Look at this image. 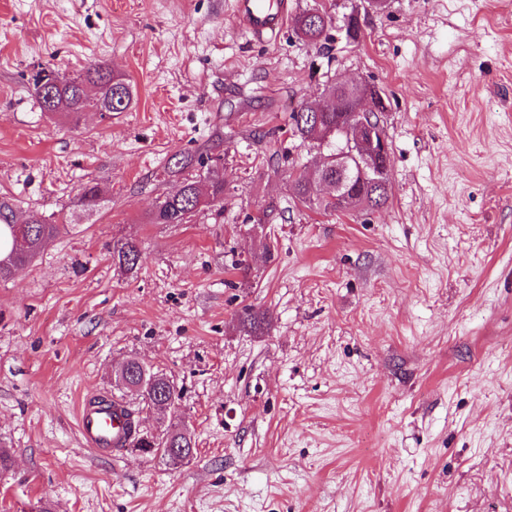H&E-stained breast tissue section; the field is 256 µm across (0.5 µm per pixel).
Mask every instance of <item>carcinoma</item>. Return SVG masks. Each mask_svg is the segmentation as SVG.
Instances as JSON below:
<instances>
[{"label": "carcinoma", "instance_id": "obj_1", "mask_svg": "<svg viewBox=\"0 0 512 512\" xmlns=\"http://www.w3.org/2000/svg\"><path fill=\"white\" fill-rule=\"evenodd\" d=\"M330 16L323 10L311 8L295 15L292 19L293 29L297 37L309 44H318L326 37ZM34 96L44 112H54L61 109L73 118L87 109L98 112H123L128 109L132 101V85L130 82L114 77L111 71L102 64H94L87 68L85 73L78 76L66 77L52 70L41 68L31 76ZM328 97L337 101L340 111L322 112L319 119L310 122L302 119L300 111L291 113L292 136L313 147L321 145L322 139L336 126L346 121V109L350 105L349 97L352 91L345 81H338L325 89ZM336 161H330L322 170L301 169L292 174L291 189L295 198L301 203L311 202V185L315 178L335 179ZM100 191L97 186L87 183L81 186L77 194V206L84 210L96 209ZM389 198V189L372 182H367L366 188L349 201L336 202L329 199L317 201V206L328 210H355L381 207ZM224 204V180L213 179L207 188L203 189L194 181L187 179L181 188L173 195L166 197L156 207L151 215L152 224H185L189 216L201 206H214ZM29 246L24 250L17 242H12L10 250L5 253L6 261H0V279L11 276L12 272L20 266L31 262L37 255L38 246L54 237L60 225L49 221L46 217L33 213L28 217ZM141 252L135 240L121 238L112 241V262L126 271L136 269ZM267 321V314L255 312L250 308L243 309L239 315L240 325L251 332L262 329ZM141 367L132 366L127 375L131 384L136 386L132 395L138 400V406L143 410L155 411L159 414L168 413L169 406L164 400L177 403L181 399L180 391L170 377L158 371L146 372L145 379L137 378ZM177 438L180 448L194 447L193 439L186 438L176 431V425L170 424L161 431L154 441L151 453L168 447L170 437Z\"/></svg>", "mask_w": 512, "mask_h": 512}]
</instances>
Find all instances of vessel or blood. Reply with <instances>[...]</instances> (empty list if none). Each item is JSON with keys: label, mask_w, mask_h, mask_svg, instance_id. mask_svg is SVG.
Here are the masks:
<instances>
[{"label": "vessel or blood", "mask_w": 512, "mask_h": 512, "mask_svg": "<svg viewBox=\"0 0 512 512\" xmlns=\"http://www.w3.org/2000/svg\"><path fill=\"white\" fill-rule=\"evenodd\" d=\"M232 11L243 29L264 40L279 36L288 21L285 0H276L266 6L264 0H232ZM79 431L86 445L106 456L128 445L133 433V423L119 402L84 400L78 412Z\"/></svg>", "instance_id": "1"}]
</instances>
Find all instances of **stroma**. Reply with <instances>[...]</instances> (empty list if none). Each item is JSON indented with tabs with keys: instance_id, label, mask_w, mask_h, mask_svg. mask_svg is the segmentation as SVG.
Masks as SVG:
<instances>
[{
	"instance_id": "stroma-1",
	"label": "stroma",
	"mask_w": 512,
	"mask_h": 512,
	"mask_svg": "<svg viewBox=\"0 0 512 512\" xmlns=\"http://www.w3.org/2000/svg\"><path fill=\"white\" fill-rule=\"evenodd\" d=\"M288 3L331 16L323 47L254 39L230 0H0V195L62 223L0 280V512H512V0ZM97 62L131 108L40 110L34 68ZM339 78L385 97L376 210L289 188L316 156L290 114ZM213 175L223 208L151 223ZM129 359L180 389L189 462L83 444L80 401L121 398ZM112 262L126 271L136 269L141 252L134 239L121 238L112 242Z\"/></svg>"
}]
</instances>
